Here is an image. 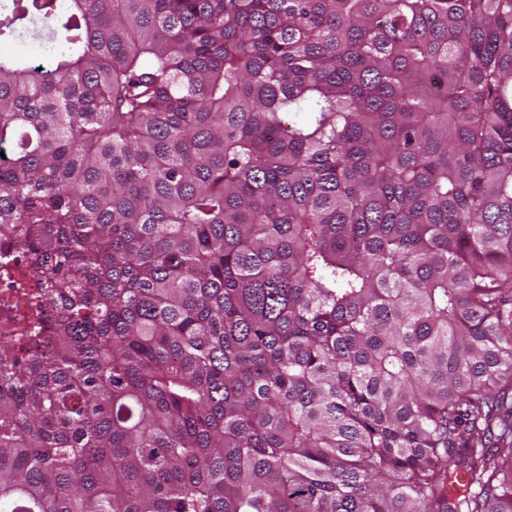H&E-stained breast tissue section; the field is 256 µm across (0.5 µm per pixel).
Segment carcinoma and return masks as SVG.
Here are the masks:
<instances>
[{"label": "carcinoma", "mask_w": 512, "mask_h": 512, "mask_svg": "<svg viewBox=\"0 0 512 512\" xmlns=\"http://www.w3.org/2000/svg\"><path fill=\"white\" fill-rule=\"evenodd\" d=\"M0 512H512V0H0ZM0 49L3 52H9L30 58L33 63L32 57L37 53L48 52L52 56L60 52V47L47 40L33 39L26 37L24 40H17L8 44L1 45ZM47 288L44 274H29L24 280V288H3L0 278V318L1 303L5 293H10L8 317L15 323H27L33 312L34 303L40 299Z\"/></svg>", "instance_id": "cac0c4a2"}]
</instances>
